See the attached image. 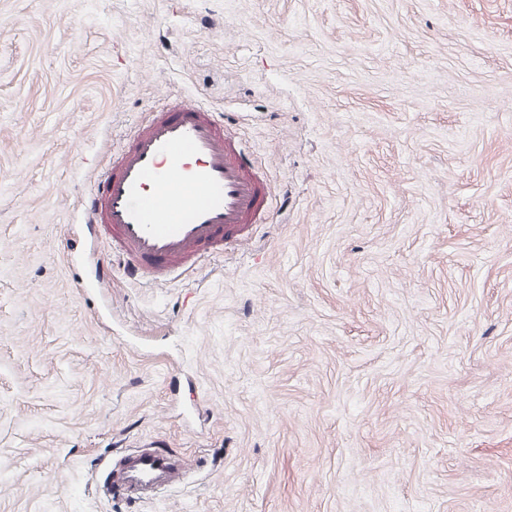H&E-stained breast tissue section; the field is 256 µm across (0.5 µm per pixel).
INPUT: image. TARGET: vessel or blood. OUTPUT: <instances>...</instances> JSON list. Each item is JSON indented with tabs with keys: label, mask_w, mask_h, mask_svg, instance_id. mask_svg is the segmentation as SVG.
I'll return each mask as SVG.
<instances>
[{
	"label": "vessel or blood",
	"mask_w": 512,
	"mask_h": 512,
	"mask_svg": "<svg viewBox=\"0 0 512 512\" xmlns=\"http://www.w3.org/2000/svg\"><path fill=\"white\" fill-rule=\"evenodd\" d=\"M269 205L266 179L223 117L175 97L136 124L82 210L93 236L111 242L122 267L156 284L178 278L202 255L223 252L225 236L249 234ZM182 477L179 461L133 449L115 463L112 486L149 498Z\"/></svg>",
	"instance_id": "vessel-or-blood-1"
}]
</instances>
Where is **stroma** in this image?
<instances>
[{
	"instance_id": "stroma-1",
	"label": "stroma",
	"mask_w": 512,
	"mask_h": 512,
	"mask_svg": "<svg viewBox=\"0 0 512 512\" xmlns=\"http://www.w3.org/2000/svg\"><path fill=\"white\" fill-rule=\"evenodd\" d=\"M172 96L269 221L97 285ZM142 447L182 483L105 493ZM0 512H512V0H0Z\"/></svg>"
}]
</instances>
